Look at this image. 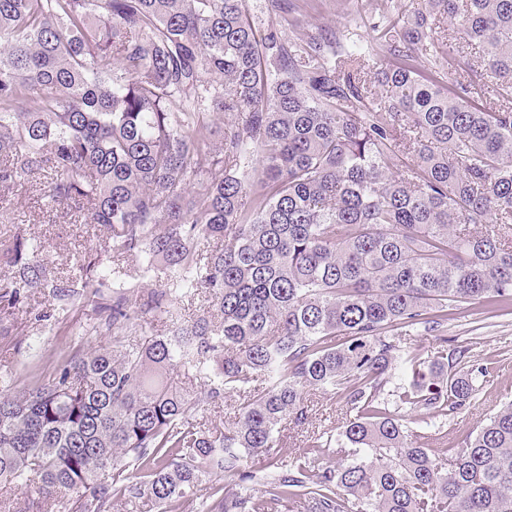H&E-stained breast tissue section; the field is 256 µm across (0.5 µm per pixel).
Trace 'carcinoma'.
Segmentation results:
<instances>
[{"label": "carcinoma", "instance_id": "carcinoma-1", "mask_svg": "<svg viewBox=\"0 0 512 512\" xmlns=\"http://www.w3.org/2000/svg\"><path fill=\"white\" fill-rule=\"evenodd\" d=\"M268 5L283 22L262 29L246 0H0V185L52 169L48 204L166 270L142 294L115 275L107 303L94 264L78 283L36 244L7 251L0 322L37 293L79 299L112 342L0 390V491L26 494L0 512L175 510L224 473L207 512H512V401L448 463L429 449L486 376L448 312L512 307V0H379L370 47ZM204 112L228 116L218 144ZM202 290L221 322L144 335ZM412 331L436 342L426 366ZM180 374L239 397L224 429ZM312 391L354 412L309 445L336 465L246 470Z\"/></svg>", "mask_w": 512, "mask_h": 512}]
</instances>
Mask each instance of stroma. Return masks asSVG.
<instances>
[{
	"instance_id": "35a3bbf8",
	"label": "stroma",
	"mask_w": 512,
	"mask_h": 512,
	"mask_svg": "<svg viewBox=\"0 0 512 512\" xmlns=\"http://www.w3.org/2000/svg\"><path fill=\"white\" fill-rule=\"evenodd\" d=\"M371 3L372 0H290L293 11L311 23L347 30L364 40L377 36ZM51 176V171L46 170L23 184L0 188V195L10 201L7 211L0 212V252L11 247L17 237L34 239L41 244L53 274L73 280L79 278L85 259H95L97 271L104 277L102 292L107 297L112 294L110 275L118 267L126 271L129 283L139 290L146 291L163 282V268L147 273L141 259L113 256L112 232L106 226L88 223L82 213L66 205L45 206L39 188ZM52 306L51 298L37 294L19 308L10 336L0 339V374H22L34 367L47 375L73 352L109 343L111 328L91 309L74 306L43 319V312ZM212 310L205 295L180 297L169 311L149 315L144 330L150 336H164L172 322L187 324ZM446 334L467 345L473 360L489 369L478 401L448 418L446 441L453 448L467 432L476 430L497 405L512 400V310H457L448 317ZM310 407L309 424L288 429L285 447L249 459L250 470L264 476L277 473L281 462L303 453L314 433L339 426L350 414L343 401L328 393L311 395Z\"/></svg>"
}]
</instances>
